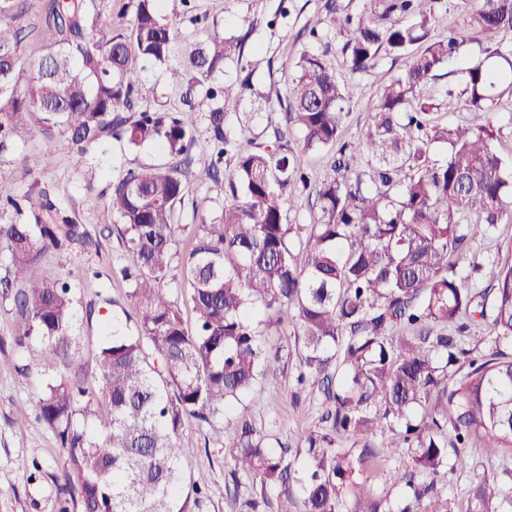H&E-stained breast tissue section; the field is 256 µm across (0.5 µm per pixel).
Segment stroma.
I'll return each instance as SVG.
<instances>
[{
	"mask_svg": "<svg viewBox=\"0 0 512 512\" xmlns=\"http://www.w3.org/2000/svg\"><path fill=\"white\" fill-rule=\"evenodd\" d=\"M369 5L370 0H165L166 16L205 14L217 22L220 32L243 39L239 60L226 63L223 73L188 92L173 87L163 68L149 63L139 66L142 108L180 112L191 104L196 109V142L183 168L191 184L178 213L179 251H186L201 220L218 219L224 210L223 185L193 179L194 173L211 160L205 119L208 88L250 80L252 95L239 103L226 104L224 110L235 129L244 130L255 143L271 145L276 131L285 127L295 62L305 53L325 56L340 78L358 86L343 128L345 140L356 141L370 121L376 102V78L349 71L341 52L343 38L329 19L335 12L360 16ZM316 16L324 23L314 38L309 34V22ZM14 141L15 152L0 159V181L19 194L44 184L64 186L67 193L60 199L62 207L76 215L97 241L88 249L47 253L42 261L44 268L76 289L81 303H95V314H79L77 323L83 359L87 365H94L104 320L113 318L128 326L136 322L129 288L119 275L127 256L121 226L108 210L107 200L113 184L128 170L161 165L167 157L152 145L129 149L112 140L91 149L81 159L65 131H55L48 137L33 123L19 128ZM284 142L311 182L330 176L334 148L305 149L294 133L286 134ZM21 332L11 298L0 296V512H56L57 481L67 454L59 448L53 431L31 416L43 389L42 353L35 343L25 349L16 347L13 338ZM268 343L280 349L283 359L277 372L248 394L245 413L257 429L291 445L285 459L296 464L300 461V434L319 424V402L306 394L297 400L291 396L298 365L292 326L270 328ZM21 411L29 413L30 419L20 431L13 420ZM184 433L196 447L183 459L182 470L206 490L202 512H245V501L261 491L267 501L260 512H278V491L261 490L258 480L235 472L232 449L223 434L192 419L186 421ZM383 444L395 448V456L369 461L359 480L364 491L372 495L397 498L402 490L392 482L390 472L397 460L405 458L406 451L396 448L395 436L390 432Z\"/></svg>",
	"mask_w": 512,
	"mask_h": 512,
	"instance_id": "1",
	"label": "stroma"
}]
</instances>
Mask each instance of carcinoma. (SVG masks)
<instances>
[{"label":"carcinoma","instance_id":"obj_1","mask_svg":"<svg viewBox=\"0 0 512 512\" xmlns=\"http://www.w3.org/2000/svg\"><path fill=\"white\" fill-rule=\"evenodd\" d=\"M164 0H130L132 18L112 25V0H50L44 31L51 42L32 65L21 47L32 30L19 24L28 0H0V158L14 129L27 122L50 137L70 133L77 156L108 139L130 148L156 143L161 167L131 169L112 186L108 207L122 225L121 268L136 311V330L108 331L98 386H87L75 325L79 301L70 284L32 271L49 251L95 245L85 225L60 205L66 190L41 187L17 195L0 183V244L10 254L0 288L11 296L23 333L35 342L48 378L37 417L66 449L56 512H197L204 493L186 481L181 461L195 447L185 418L209 426L280 362L262 326L292 324L297 385L322 397L320 425L302 436L296 468L268 434L241 416L231 423L235 471L280 488L279 512H499L512 479V262L492 259L478 290L456 276L477 242L512 222V155L500 149L491 122L452 125L443 106L489 113L512 101V0H476L464 28L493 44L469 59L468 38L451 29L434 40L436 0H385L381 15L336 18L353 73L376 76L377 100L366 133L341 142L346 107L357 87L341 81L316 54L296 63L286 128L308 149L338 146L333 176L315 190L320 219L289 224L288 185L307 183L281 144L232 143L224 104L246 83L209 91L206 113L216 160L201 183H219L221 161L235 146L228 178L232 202L219 222L201 220L190 248H176L177 212L188 193L181 167L195 144L188 111L138 109L136 61L166 68L175 87L193 86L240 56L242 43L218 31L191 39L183 19L161 17ZM406 22L385 23L391 15ZM408 57L401 71H377L382 55ZM462 62L456 81L433 85L438 71ZM359 154L365 166L354 167ZM296 237L299 250L290 238ZM182 267L185 325L162 282ZM261 306L265 319L254 313ZM488 330L482 350L465 347L473 327ZM393 431L408 460L392 471L407 488L401 503L358 488L362 465ZM483 448L487 466L467 507L437 489Z\"/></svg>","mask_w":512,"mask_h":512}]
</instances>
